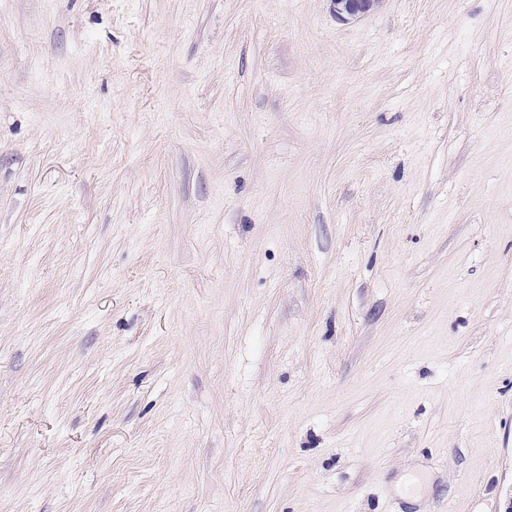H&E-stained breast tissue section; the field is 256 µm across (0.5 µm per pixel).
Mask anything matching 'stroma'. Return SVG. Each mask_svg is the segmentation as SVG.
<instances>
[{
	"mask_svg": "<svg viewBox=\"0 0 512 512\" xmlns=\"http://www.w3.org/2000/svg\"><path fill=\"white\" fill-rule=\"evenodd\" d=\"M0 512H512V0H0ZM378 2V0H331L333 14L340 22H349L367 14Z\"/></svg>",
	"mask_w": 512,
	"mask_h": 512,
	"instance_id": "stroma-1",
	"label": "stroma"
}]
</instances>
